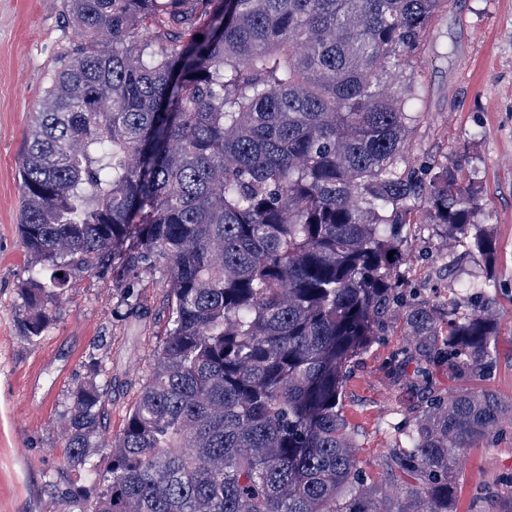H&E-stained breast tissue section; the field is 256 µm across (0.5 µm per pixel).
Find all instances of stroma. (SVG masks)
<instances>
[{"mask_svg":"<svg viewBox=\"0 0 512 512\" xmlns=\"http://www.w3.org/2000/svg\"><path fill=\"white\" fill-rule=\"evenodd\" d=\"M65 0H0V512H65L46 482L91 498L93 475L69 467L60 415L93 359L107 367L106 422L118 433L149 376L158 336L167 321L162 271L144 274L130 304L102 270L76 272L56 313L38 338L22 337L19 288L30 259L18 232L21 163L28 127L54 69L79 48ZM421 67L425 117L413 131L409 157L418 166L458 165L479 185L480 221L497 240L486 260L435 233L411 225V251L402 270L404 292L416 302L441 303L450 277H488L495 296L496 361L480 388L512 400V0H451L433 24ZM454 270H446L447 255ZM429 370L427 390L414 387L417 367ZM456 385L447 367L417 355L403 320L347 370L341 412L359 445L362 476L399 494L383 461L400 434L427 405V392L445 396ZM455 512H512V416L468 449L454 469Z\"/></svg>","mask_w":512,"mask_h":512,"instance_id":"35a3bbf8","label":"stroma"}]
</instances>
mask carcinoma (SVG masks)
<instances>
[{"label": "carcinoma", "instance_id": "cac0c4a2", "mask_svg": "<svg viewBox=\"0 0 512 512\" xmlns=\"http://www.w3.org/2000/svg\"><path fill=\"white\" fill-rule=\"evenodd\" d=\"M447 7L67 0L82 44L28 128L18 231L35 266L18 326L39 337L71 273L94 269L131 297L162 269L169 317L115 437L98 361L73 392L68 464L99 472V490L66 505L448 512L457 456L512 403L475 387L430 400L384 460L412 509L364 484L339 412L349 364L399 313L448 376L477 382L493 367L487 281L453 282L443 328L440 312L406 302L398 273L420 217L469 251L496 248L460 170L426 181L405 160L423 116L416 57Z\"/></svg>", "mask_w": 512, "mask_h": 512}]
</instances>
